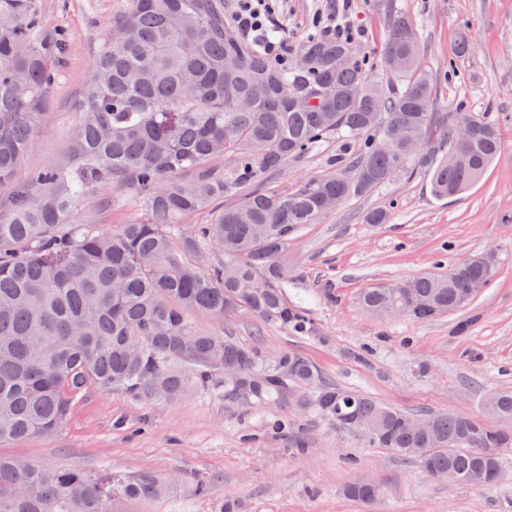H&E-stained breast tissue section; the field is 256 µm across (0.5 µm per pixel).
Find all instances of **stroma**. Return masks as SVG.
<instances>
[{
  "instance_id": "35a3bbf8",
  "label": "stroma",
  "mask_w": 512,
  "mask_h": 512,
  "mask_svg": "<svg viewBox=\"0 0 512 512\" xmlns=\"http://www.w3.org/2000/svg\"><path fill=\"white\" fill-rule=\"evenodd\" d=\"M117 0H35L48 30H61L70 49L56 64L58 80L26 154L38 170L59 161L79 115L94 52L112 22ZM289 54L336 12L380 64L391 14L408 17L421 36L423 63L433 77L436 109L457 108L493 121L504 143L485 176L466 193L437 199L425 173L398 177L342 203L306 225L289 243L283 293L305 311L297 333L247 314L219 323L194 314L201 331L229 333L263 362L293 350L323 380L405 411L480 417L494 390L512 389V0H274ZM468 56H452L460 32ZM334 137L289 161L274 180L295 191L326 173L341 153ZM376 209L384 224L366 223ZM495 257L490 284L462 309L426 321L364 312L360 292L378 282L444 274L458 261ZM0 454L49 471L147 473L169 478L153 500L115 499L109 512H512V454L495 486H450L419 466L374 446L364 435L315 418L306 392L282 402L225 396L222 387L193 388L158 404L144 396L91 389L56 434L0 445ZM372 478L387 487L372 506L346 498L345 484Z\"/></svg>"
}]
</instances>
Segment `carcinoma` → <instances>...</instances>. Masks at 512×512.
Instances as JSON below:
<instances>
[{"instance_id":"1","label":"carcinoma","mask_w":512,"mask_h":512,"mask_svg":"<svg viewBox=\"0 0 512 512\" xmlns=\"http://www.w3.org/2000/svg\"><path fill=\"white\" fill-rule=\"evenodd\" d=\"M69 38L50 34L33 0H0V443L51 435L87 389L179 399L195 384L224 383L234 364L262 374L251 392L279 401L309 390L316 415L417 463L439 482L496 484L512 452V389L485 402L487 417L427 412L426 432L413 414L320 379L295 351L260 367V356L230 334L195 329L190 315L222 321L247 313L293 331L306 314L291 306L288 242L326 213L398 177L427 172L437 198L453 197L485 173L503 145L496 128L472 112L434 111L433 84L420 36L403 15L389 20L382 66L397 91L369 77L370 62L352 40L305 41L281 64L240 38L224 0H119L101 38L82 95L78 123L60 161L22 172L46 99L57 82L51 57ZM340 134L347 146L331 169L291 193L258 186L288 161ZM444 141L460 158L428 151ZM222 157L229 168L209 167ZM120 188L141 214L110 233L75 216L82 202L110 208ZM239 193V201H217ZM208 211L211 220L185 229ZM223 259L202 265L204 250ZM494 272L472 256L451 276L424 274L378 283L362 308H400L419 321L467 304L475 280ZM153 475L47 471L0 456V512H108L113 498L161 496ZM381 483L350 482L343 494L366 506Z\"/></svg>"}]
</instances>
